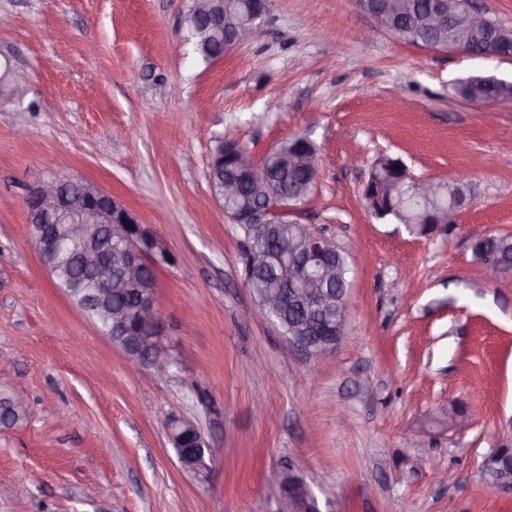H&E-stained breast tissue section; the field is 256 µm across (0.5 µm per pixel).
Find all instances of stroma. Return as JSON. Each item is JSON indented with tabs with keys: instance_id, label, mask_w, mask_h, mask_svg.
<instances>
[{
	"instance_id": "obj_1",
	"label": "stroma",
	"mask_w": 512,
	"mask_h": 512,
	"mask_svg": "<svg viewBox=\"0 0 512 512\" xmlns=\"http://www.w3.org/2000/svg\"><path fill=\"white\" fill-rule=\"evenodd\" d=\"M189 0H0V512H282L295 468L322 512H512L480 477L512 448V269L473 255L512 234V110L463 100L457 78H512V61L415 47L356 0H271L224 58L187 43ZM314 141L313 193L292 211L347 256L345 338L320 360L251 321L244 235L211 201L235 142L261 161ZM467 199L448 232L368 210L380 157ZM78 177L132 210L173 256L154 286L165 374L131 371L56 288L28 232V188ZM372 393H365L364 384ZM464 421L438 424L453 405ZM193 422L207 478L181 469L162 423Z\"/></svg>"
}]
</instances>
